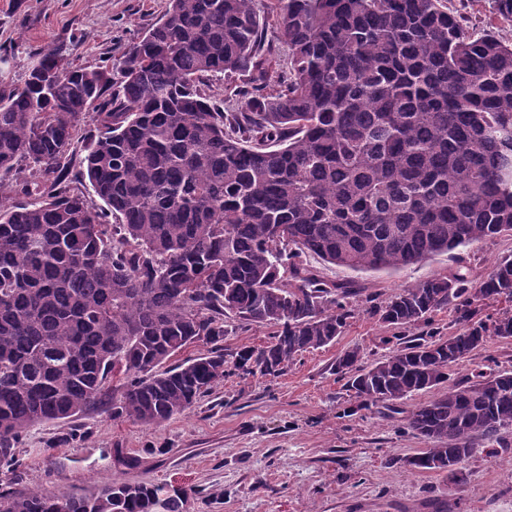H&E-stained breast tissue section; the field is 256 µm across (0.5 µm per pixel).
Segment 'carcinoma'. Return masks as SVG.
Here are the masks:
<instances>
[{"instance_id": "1", "label": "carcinoma", "mask_w": 512, "mask_h": 512, "mask_svg": "<svg viewBox=\"0 0 512 512\" xmlns=\"http://www.w3.org/2000/svg\"><path fill=\"white\" fill-rule=\"evenodd\" d=\"M493 2L512 27V0ZM270 27L288 48L279 88L236 104L208 93L213 77L267 84ZM121 59L116 78L50 46L22 85H0V200L22 198L0 203V465L14 471L0 512H183L193 488H30L16 445L100 405L159 425L230 374L279 377L333 343L363 288L324 280L309 255L395 273L512 236V39L442 0H170ZM444 310L459 325L448 337L431 328ZM370 312L425 327L369 368L356 347L336 359L357 409L390 411L512 338V257ZM231 326L267 328L268 341L227 353ZM406 429L430 443L406 466L463 481L476 442L512 448V374L472 370ZM111 462L141 457L115 448Z\"/></svg>"}]
</instances>
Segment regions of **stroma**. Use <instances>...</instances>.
<instances>
[{"instance_id": "obj_1", "label": "stroma", "mask_w": 512, "mask_h": 512, "mask_svg": "<svg viewBox=\"0 0 512 512\" xmlns=\"http://www.w3.org/2000/svg\"><path fill=\"white\" fill-rule=\"evenodd\" d=\"M168 7L169 0H0V84H22L51 44L66 45L74 66L105 64ZM508 255L512 236L504 235L453 258L355 277L383 301L461 265L480 279ZM395 334L362 300L342 336L303 353L282 376L225 378L160 426L113 419L104 406L71 424L36 426L18 447L23 481L59 496L92 492L112 479L110 456L119 445L142 458L127 480L198 489L186 512H512L511 452L476 451L460 486L446 475L405 467V458L427 443L405 429L404 414L429 400V393L411 397L386 417L352 413L354 400L334 372L337 357L356 346L362 366H369L390 352L387 340ZM481 365L512 373V340H489L456 367L455 376ZM74 427L86 431V439H69Z\"/></svg>"}]
</instances>
